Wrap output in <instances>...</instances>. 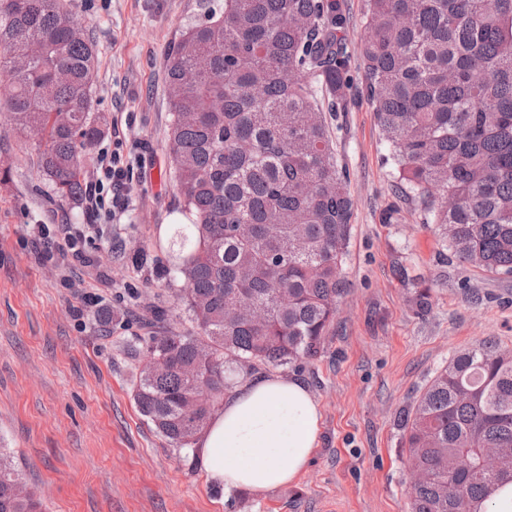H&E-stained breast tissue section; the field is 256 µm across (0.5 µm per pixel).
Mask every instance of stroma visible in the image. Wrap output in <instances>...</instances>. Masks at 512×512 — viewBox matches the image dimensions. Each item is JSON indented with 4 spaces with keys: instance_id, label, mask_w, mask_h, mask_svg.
<instances>
[{
    "instance_id": "1",
    "label": "stroma",
    "mask_w": 512,
    "mask_h": 512,
    "mask_svg": "<svg viewBox=\"0 0 512 512\" xmlns=\"http://www.w3.org/2000/svg\"><path fill=\"white\" fill-rule=\"evenodd\" d=\"M99 52L91 97L153 164L134 184L121 236L95 241L91 264L40 263L37 224L81 226L38 167L35 135L15 129L0 85V448L44 512H409L400 419L459 351H512V277L451 257L417 206L399 196L369 104L328 115L354 201L348 292L320 353L290 373L319 404L307 469L258 498L225 495L156 433L134 399L144 339L186 333L170 246L186 223L172 179L165 55L181 30L224 0H62ZM393 210L391 223L381 221ZM67 267L72 287L59 283ZM431 309L418 315L416 291Z\"/></svg>"
}]
</instances>
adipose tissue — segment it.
Listing matches in <instances>:
<instances>
[{"label": "adipose tissue", "mask_w": 512, "mask_h": 512, "mask_svg": "<svg viewBox=\"0 0 512 512\" xmlns=\"http://www.w3.org/2000/svg\"><path fill=\"white\" fill-rule=\"evenodd\" d=\"M321 414L308 389L280 374L238 382L195 448L208 479L255 496L294 482L311 460Z\"/></svg>", "instance_id": "ef3b65f1"}]
</instances>
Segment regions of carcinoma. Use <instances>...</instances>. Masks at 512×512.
Returning <instances> with one entry per match:
<instances>
[{
  "label": "carcinoma",
  "mask_w": 512,
  "mask_h": 512,
  "mask_svg": "<svg viewBox=\"0 0 512 512\" xmlns=\"http://www.w3.org/2000/svg\"><path fill=\"white\" fill-rule=\"evenodd\" d=\"M361 95L392 147L396 184L445 249L512 275V0H366ZM349 17L339 0H224L166 54L169 141L190 223L175 230L179 290L197 335L145 339L140 412L190 455L234 376L317 356L345 294L354 202L328 112L349 110ZM96 45L61 0H0V77L15 126L39 138L59 197L82 192ZM249 224L241 239L236 226ZM201 366L211 399L188 431ZM410 512H488L512 470V353L475 346L439 369L401 421ZM0 451V512H42Z\"/></svg>",
  "instance_id": "obj_1"
}]
</instances>
